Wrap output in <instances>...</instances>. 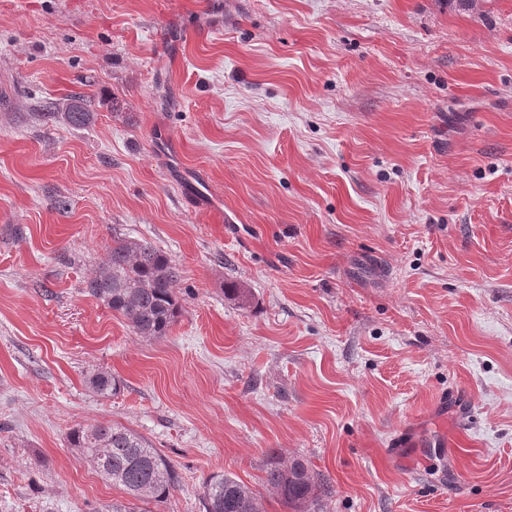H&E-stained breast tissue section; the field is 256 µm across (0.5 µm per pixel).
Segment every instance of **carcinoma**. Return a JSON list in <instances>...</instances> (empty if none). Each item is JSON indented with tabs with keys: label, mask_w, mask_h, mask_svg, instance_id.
Masks as SVG:
<instances>
[{
	"label": "carcinoma",
	"mask_w": 512,
	"mask_h": 512,
	"mask_svg": "<svg viewBox=\"0 0 512 512\" xmlns=\"http://www.w3.org/2000/svg\"><path fill=\"white\" fill-rule=\"evenodd\" d=\"M34 117L43 123L62 122L83 127L93 119L88 100L48 102ZM179 267L161 248L146 240L119 238L108 260L86 281V293L122 315L144 337L167 334L179 314L173 291ZM101 398L121 392L122 381L109 371L88 378ZM70 446L81 449L96 472L136 501H164L180 484L172 461L142 435L112 422H98L72 430ZM263 484L288 512H323L330 487L300 459H286L270 451ZM204 512H265L253 490L230 474H214L204 486Z\"/></svg>",
	"instance_id": "cac0c4a2"
}]
</instances>
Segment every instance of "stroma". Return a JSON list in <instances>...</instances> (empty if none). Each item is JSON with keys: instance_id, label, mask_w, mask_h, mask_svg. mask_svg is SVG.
<instances>
[{"instance_id": "obj_1", "label": "stroma", "mask_w": 512, "mask_h": 512, "mask_svg": "<svg viewBox=\"0 0 512 512\" xmlns=\"http://www.w3.org/2000/svg\"><path fill=\"white\" fill-rule=\"evenodd\" d=\"M117 238L167 335L86 294ZM99 421L180 472L150 512L273 448L325 512H512V0H0V512H137ZM73 102L61 104L57 101L47 102L41 112H34V117L43 123L62 122L72 127H83L93 119L94 112H89L90 101L78 96ZM179 267L146 240L118 238L108 260L86 281V293L122 315L144 337L165 336L179 305L173 291ZM89 388L101 398H109L121 392L122 381L109 371H98L88 378ZM70 446L80 448L96 472L136 501H164L180 484L172 461L142 435L112 422L73 429Z\"/></svg>"}]
</instances>
